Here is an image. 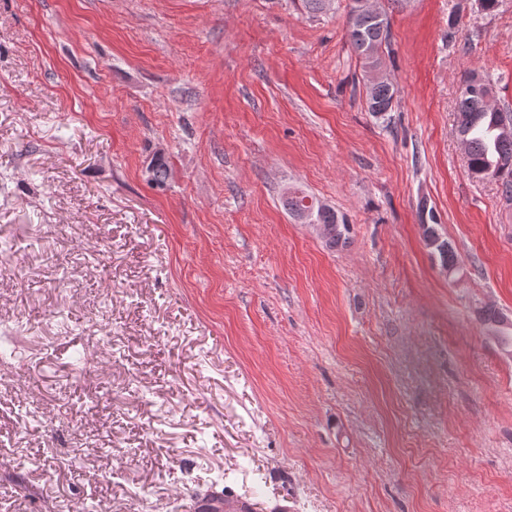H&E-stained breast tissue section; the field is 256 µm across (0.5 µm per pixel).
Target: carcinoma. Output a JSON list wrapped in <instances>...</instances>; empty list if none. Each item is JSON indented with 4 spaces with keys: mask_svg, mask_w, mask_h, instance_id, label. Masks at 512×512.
Listing matches in <instances>:
<instances>
[{
    "mask_svg": "<svg viewBox=\"0 0 512 512\" xmlns=\"http://www.w3.org/2000/svg\"><path fill=\"white\" fill-rule=\"evenodd\" d=\"M346 36L364 69L381 68L383 47L388 44L390 23L386 13L372 14L357 11L351 5L346 17ZM467 92L459 94L455 112V130L467 148V167L477 180L494 179L502 195L512 201V112L491 107L487 97L493 95L490 80L478 73H469L462 81ZM395 97L393 84H372L367 105L377 117L392 110ZM151 181L164 184L169 177V164L165 156L154 155L150 167ZM315 221L329 228L324 239L331 249L347 243L348 224L336 211L325 206L317 210ZM424 241L437 254L443 269L450 273L458 270L459 260L451 244L444 239L433 224H425ZM480 319L493 335L501 349L512 352V319L493 306L480 310Z\"/></svg>",
    "mask_w": 512,
    "mask_h": 512,
    "instance_id": "obj_1",
    "label": "carcinoma"
}]
</instances>
